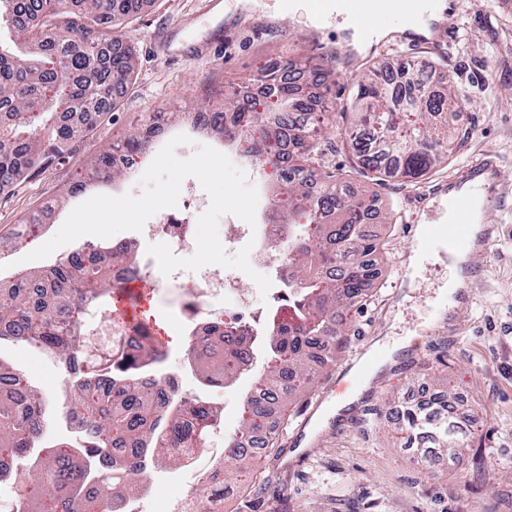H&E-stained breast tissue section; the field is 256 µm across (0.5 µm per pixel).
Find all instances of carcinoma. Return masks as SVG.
<instances>
[{
  "instance_id": "carcinoma-1",
  "label": "carcinoma",
  "mask_w": 512,
  "mask_h": 512,
  "mask_svg": "<svg viewBox=\"0 0 512 512\" xmlns=\"http://www.w3.org/2000/svg\"><path fill=\"white\" fill-rule=\"evenodd\" d=\"M13 33L24 55L0 48V112L10 121L0 125V184L10 183L42 160L63 159L87 139L92 129L79 120L90 110L103 116L116 107L135 71L133 50L105 44L100 26L121 25L138 0H5ZM47 30L57 41L47 43ZM422 67L436 75L445 92L393 75L392 86L374 69L353 84L351 108L355 132L346 144L360 171L377 181L419 183L448 159L450 108L463 101L454 94L452 75L430 61ZM256 80L271 93L246 100L224 96L207 132L224 143L244 146L251 162L271 163L280 173L274 187V209L286 226L281 245L293 253L286 278L288 300L267 315L261 336L246 342L224 332L217 323L203 335L190 329L186 355L190 369L208 386L236 381L253 361L257 346L267 353L261 374L260 400L247 394L240 429L224 444V460L210 469L196 495L198 512H208L211 497L222 488L225 461L248 469V445L275 438L265 429L266 415L285 408L309 388L336 360L344 343L336 318L357 306L377 275L379 244L362 229L363 217L374 211V200L347 192L338 180L321 181L310 191L316 172L307 166L319 150L293 115L311 109L308 99L285 82L275 67L258 72ZM129 155L148 152L145 135L136 131L122 145ZM123 175L112 150L103 151L88 173L96 183ZM90 254L74 255L38 272L19 276L0 288V345L37 344L54 356L64 371L57 407L50 408L42 389L22 376L14 396L0 401V489L10 482L27 487L15 512H125L127 494L142 488L132 475L146 474L151 464L184 465L188 448H206L223 409L194 404L167 384L168 347L156 333L136 296L129 316L115 306L124 291L112 277L115 267L137 264L133 245L90 246ZM83 421L76 439L51 446L41 443L50 422L69 417ZM386 421L395 433H407L423 448L426 474L434 477L448 460V449L468 441L470 415L461 411L453 389L416 407L386 406ZM131 444L135 455L115 465L112 451ZM105 486L103 503L88 493L90 483Z\"/></svg>"
}]
</instances>
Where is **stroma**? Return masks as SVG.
I'll return each instance as SVG.
<instances>
[{"label":"stroma","instance_id":"stroma-1","mask_svg":"<svg viewBox=\"0 0 512 512\" xmlns=\"http://www.w3.org/2000/svg\"><path fill=\"white\" fill-rule=\"evenodd\" d=\"M455 12V25L437 50L359 40L349 61L328 55L345 21L315 26L304 11H281L279 0H268L267 27L250 25L233 0H142L125 29L137 67L120 103L95 121L92 135L69 158L39 165L0 189V233H18L28 215L45 216L37 241H16L0 256L4 284L46 267V260H28V253L52 238L77 205L111 194L106 183L77 193L72 187L104 149L145 130L156 113L204 111L207 89L231 93L243 77L286 56L329 70L327 86L312 90L318 100L313 122L325 131L313 168L345 180L355 193L378 194L370 230L383 242L380 274L348 314L347 345L335 362L313 388L270 416L276 445L255 459L251 482H242L234 465L226 464L224 512H512V0H455ZM425 58L447 63L455 92L465 102L448 116L456 130L448 160L417 185L375 182L353 168L343 146L349 125L342 114L353 83L369 68L405 67ZM489 153L498 158L508 199L484 215L498 234L482 258L485 274L474 286L472 303L447 319L435 311L448 291L447 262L424 257L414 287L400 288L396 281L433 193L458 168ZM177 298V292L157 288L144 302L168 343L166 369L176 373L181 390L220 404L223 432L232 434L254 378L247 375L225 387L200 384L185 356L186 328L173 311ZM403 339L408 347L356 386L353 402L339 414L329 417L315 408L328 384L350 375L373 345L389 347ZM0 356L45 390L62 379L56 362L35 346L7 344ZM448 383L479 416L463 454L447 473L428 479L420 473L416 448L374 410L388 401L415 404L423 389L436 393ZM150 483V492L133 503L136 512H156L159 502L176 499L196 479L187 468H162L153 470Z\"/></svg>","mask_w":512,"mask_h":512}]
</instances>
